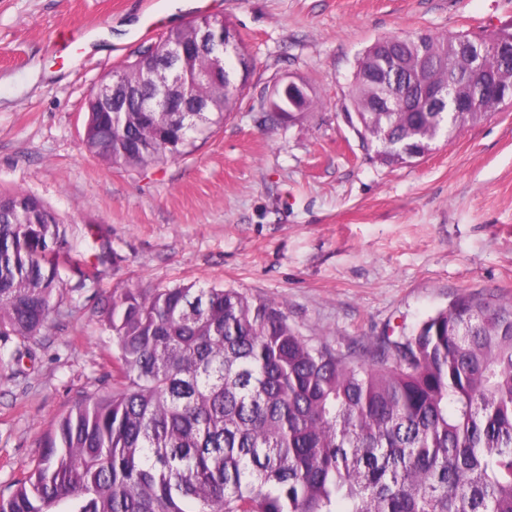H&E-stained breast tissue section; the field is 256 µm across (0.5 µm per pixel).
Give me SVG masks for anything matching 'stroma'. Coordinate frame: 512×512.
<instances>
[{"instance_id": "stroma-1", "label": "stroma", "mask_w": 512, "mask_h": 512, "mask_svg": "<svg viewBox=\"0 0 512 512\" xmlns=\"http://www.w3.org/2000/svg\"><path fill=\"white\" fill-rule=\"evenodd\" d=\"M0 0V192L55 211L72 304L0 362V490L31 468L83 393L101 386L112 291L196 283L283 302L340 351L413 327L462 293L512 298V107L385 165L346 119L358 59L385 35L512 29V0H223L254 64L240 104L195 150L145 171L82 143L85 101L140 45L186 25L193 0ZM293 76L321 103L264 121Z\"/></svg>"}]
</instances>
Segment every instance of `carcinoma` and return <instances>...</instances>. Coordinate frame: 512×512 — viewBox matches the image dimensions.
Instances as JSON below:
<instances>
[{
    "mask_svg": "<svg viewBox=\"0 0 512 512\" xmlns=\"http://www.w3.org/2000/svg\"><path fill=\"white\" fill-rule=\"evenodd\" d=\"M191 25L161 45L196 44ZM485 73L512 85V54L495 46ZM448 34L384 37L359 59L348 121L388 164L423 156L503 107ZM224 88L197 51L178 81L207 112H139L150 57L125 80L136 99L87 100L86 150L116 166L175 160L233 112L253 70L225 26ZM431 84L436 111L422 99ZM474 110L448 111V89ZM62 222L23 191L0 193V340L26 341L72 301L48 242ZM105 390L59 422L0 512H512V299L457 296L409 332L359 356L301 335L282 304L234 288L179 284L113 292Z\"/></svg>",
    "mask_w": 512,
    "mask_h": 512,
    "instance_id": "obj_1",
    "label": "carcinoma"
}]
</instances>
